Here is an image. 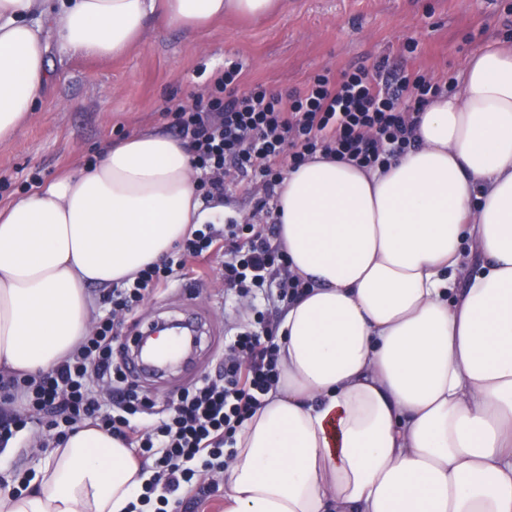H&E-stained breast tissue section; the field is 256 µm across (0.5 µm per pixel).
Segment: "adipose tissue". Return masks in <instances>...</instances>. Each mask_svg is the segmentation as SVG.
Returning <instances> with one entry per match:
<instances>
[{
	"label": "adipose tissue",
	"mask_w": 512,
	"mask_h": 512,
	"mask_svg": "<svg viewBox=\"0 0 512 512\" xmlns=\"http://www.w3.org/2000/svg\"><path fill=\"white\" fill-rule=\"evenodd\" d=\"M279 2L0 0V140L38 103L50 45L114 57ZM416 119L418 148L387 169L319 154L278 192L277 242L308 289L278 330L279 381L235 436L224 512H512V51L485 44ZM192 179L186 147L150 129L0 209V372L71 355L88 287L201 223ZM150 477L88 424L0 488V512H128Z\"/></svg>",
	"instance_id": "1"
}]
</instances>
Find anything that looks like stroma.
<instances>
[{"instance_id": "1", "label": "stroma", "mask_w": 512, "mask_h": 512, "mask_svg": "<svg viewBox=\"0 0 512 512\" xmlns=\"http://www.w3.org/2000/svg\"><path fill=\"white\" fill-rule=\"evenodd\" d=\"M512 0H285L280 12L255 21L227 17L207 28L149 31L143 42L108 59L51 48L50 79L18 132L0 141V207L28 194L33 178L49 183L83 168L111 142L147 128H166L170 100L191 103L212 71L233 58L243 80L274 91L302 89L315 73L337 74L380 58L424 72L457 90L470 56L504 42ZM416 43L407 52V43ZM224 259L212 257L193 287L175 282L128 315V338L142 323L195 310L208 335L192 363L139 386L163 407L178 390L215 374L226 336L250 315L222 299Z\"/></svg>"}]
</instances>
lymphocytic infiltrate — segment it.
Returning <instances> with one entry per match:
<instances>
[{
	"label": "lymphocytic infiltrate",
	"instance_id": "obj_1",
	"mask_svg": "<svg viewBox=\"0 0 512 512\" xmlns=\"http://www.w3.org/2000/svg\"><path fill=\"white\" fill-rule=\"evenodd\" d=\"M242 66L225 61L194 106L167 107L170 130L183 140L205 205L222 202L232 186L261 184L256 210L268 209L289 169L315 154L360 168L386 165L417 147L413 114L446 93L447 84L410 75L380 61L340 75L320 72L301 91L241 86ZM274 227L252 220L197 225L173 255L150 263L103 297L109 309L89 336L40 379H0V446L26 447L29 420L44 417L49 437L60 440L83 423L123 437L151 480L140 496L153 512H179L204 500L208 476L224 471V448L279 380L278 345L266 314L251 304L252 329L232 336L219 378L203 377L182 389L166 415L149 425L138 419L149 399L114 360L117 314L137 307L154 290L183 276L189 261L224 251V291L252 296L277 280L279 302L301 297L307 285L288 271V257L270 242Z\"/></svg>",
	"mask_w": 512,
	"mask_h": 512
}]
</instances>
